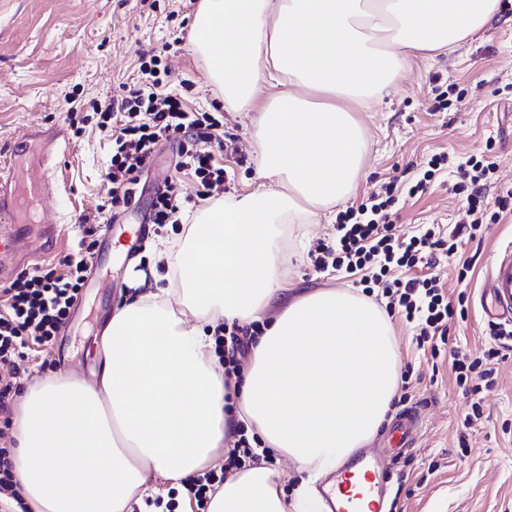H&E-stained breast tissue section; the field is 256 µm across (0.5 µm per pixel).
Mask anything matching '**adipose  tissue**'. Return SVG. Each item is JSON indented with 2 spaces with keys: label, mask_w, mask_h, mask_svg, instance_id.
<instances>
[{
  "label": "adipose tissue",
  "mask_w": 512,
  "mask_h": 512,
  "mask_svg": "<svg viewBox=\"0 0 512 512\" xmlns=\"http://www.w3.org/2000/svg\"><path fill=\"white\" fill-rule=\"evenodd\" d=\"M502 0H200L191 45L225 108L248 112L264 182L200 209L176 256L180 285L161 275L116 308L94 383L52 375L29 388L14 420L15 473L33 512H127L156 498L150 475L182 489L214 465L238 425L292 462H260L212 495L208 512H323L317 485L379 432L400 384L393 324L364 295H300L258 337L240 381H227L206 325L259 320L285 290L302 228L354 189L368 138L354 109L378 100L415 59L480 34Z\"/></svg>",
  "instance_id": "adipose-tissue-1"
}]
</instances>
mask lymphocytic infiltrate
<instances>
[{
  "mask_svg": "<svg viewBox=\"0 0 512 512\" xmlns=\"http://www.w3.org/2000/svg\"><path fill=\"white\" fill-rule=\"evenodd\" d=\"M167 55L164 49L143 51L138 80L122 85L116 99L96 108L98 128L112 140L105 172L112 189L103 203L106 209L123 210L134 204L140 175L150 166L158 144L171 139L179 144L176 174L156 196L149 215L153 224L179 223L192 196H212L224 185V166L218 158L224 150L223 116L192 111L180 96L168 91L163 80L169 72ZM448 166L447 154L434 155L421 180L401 187L389 183L358 206L339 212L335 239L318 243L311 255L316 271L342 270L357 277L363 294L381 291L388 314L415 324L418 344L430 345L435 355L440 352L435 342L446 339L449 323L467 318L468 298L462 293L457 301H450L429 267L439 256H453L461 243L475 240L484 221L498 223L502 213L512 211V187L492 199L486 195L489 176L497 168L494 155L486 152L458 165L452 186L454 194L464 197L471 222L458 226L445 239L432 226L411 236L397 233L391 220L396 189L417 195L436 172ZM183 171L193 176L195 193L185 192L179 178ZM62 263L65 274L27 272L5 288L6 303L0 308L1 365L15 366L30 342L50 341L65 324L90 271V257L69 254ZM511 352L512 330L493 332L490 346L478 352L450 350L456 383L471 398L465 425L480 418V395L493 386L497 362Z\"/></svg>",
  "mask_w": 512,
  "mask_h": 512,
  "instance_id": "obj_1",
  "label": "lymphocytic infiltrate"
}]
</instances>
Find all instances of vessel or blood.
<instances>
[{
    "instance_id": "1",
    "label": "vessel or blood",
    "mask_w": 512,
    "mask_h": 512,
    "mask_svg": "<svg viewBox=\"0 0 512 512\" xmlns=\"http://www.w3.org/2000/svg\"><path fill=\"white\" fill-rule=\"evenodd\" d=\"M48 174L34 177L25 172L16 159L0 163V259L14 256L16 224L35 212L46 211L53 198ZM481 304L487 319L512 327V246L500 255L484 276ZM420 432V417L408 408L389 433V442L398 450L414 447ZM328 512H386V474L380 463L361 455L354 463L338 466L322 490Z\"/></svg>"
}]
</instances>
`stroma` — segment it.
Returning <instances> with one entry per match:
<instances>
[{
    "instance_id": "obj_1",
    "label": "stroma",
    "mask_w": 512,
    "mask_h": 512,
    "mask_svg": "<svg viewBox=\"0 0 512 512\" xmlns=\"http://www.w3.org/2000/svg\"><path fill=\"white\" fill-rule=\"evenodd\" d=\"M475 39L433 61H417L380 101L357 110L366 127L369 149L350 205L391 180L418 179L428 160L447 153L465 163L494 145L498 167L489 196L498 186H512V0ZM193 10L179 0H0V157L29 129L52 134L65 123L66 94L77 99L79 136H68L56 160L57 197L46 220L63 224L51 240L41 239L35 222L23 224L28 257L7 260L0 289L22 272L38 270L64 274L62 258L78 250L87 230H100L111 218L100 210L111 188L104 177L111 141L99 132L97 104L110 100L120 85L139 76L141 51L170 43L174 46L166 79L169 91L198 112L224 115V141L234 154L226 158L224 186L236 196L257 187L251 138L253 115L225 109L217 89L205 77L202 59L190 45ZM447 108H439L438 95ZM176 141L157 147L158 157L141 176L140 202L120 215L124 224H137L149 215L156 192L172 175ZM455 175L444 173L427 190L410 197L397 193L393 221L402 233L414 234L425 225L444 230L468 222L467 208L451 187ZM185 224H150L139 239L133 258H126L122 238L110 251L94 242L91 269L99 285L81 292L66 323L48 343L33 346L15 369L18 393L38 385L48 375L64 373L89 378L96 365L97 345L113 309L131 292L140 273L148 271L150 244L161 238L181 242ZM336 233L335 212H323L310 225L298 260L288 268V290L261 317L273 321L297 295L322 288H351L345 272H316L311 253L318 240ZM512 243V215L484 225L480 242L463 245L464 255L476 256L469 287L458 282L454 265L440 260L431 273L449 296L461 289L471 294L468 317L452 325L450 338L463 348L491 343L490 328L477 296L482 278L507 244ZM398 360L408 371L407 403L425 421L414 448L389 466L392 512H512V357L499 365L493 389L485 393L482 415L472 428L463 422L470 398L455 381L448 354L432 358L418 348L411 325L395 319Z\"/></svg>"
}]
</instances>
